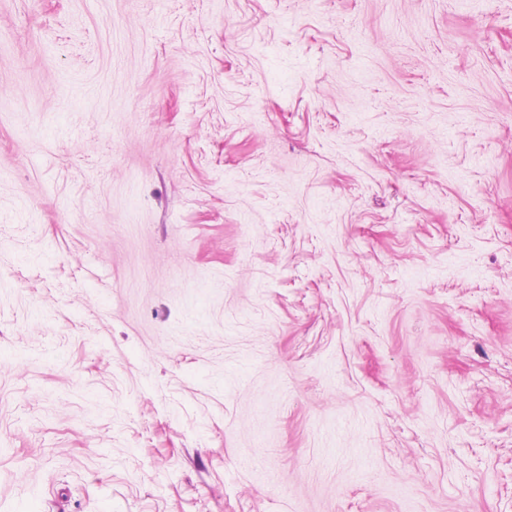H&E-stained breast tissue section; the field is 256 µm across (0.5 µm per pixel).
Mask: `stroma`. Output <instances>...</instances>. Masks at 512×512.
I'll return each mask as SVG.
<instances>
[{"instance_id":"obj_1","label":"stroma","mask_w":512,"mask_h":512,"mask_svg":"<svg viewBox=\"0 0 512 512\" xmlns=\"http://www.w3.org/2000/svg\"><path fill=\"white\" fill-rule=\"evenodd\" d=\"M0 512H512V0H0Z\"/></svg>"}]
</instances>
